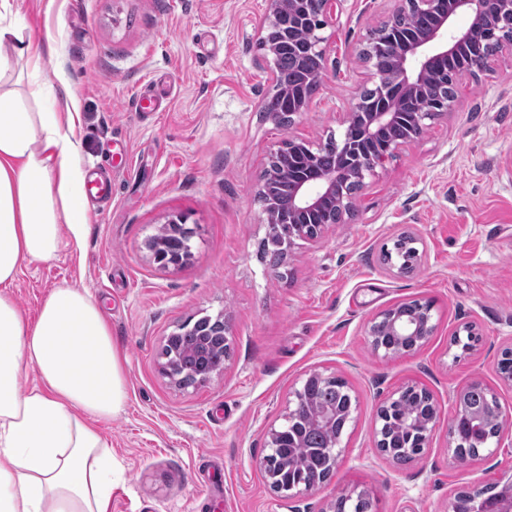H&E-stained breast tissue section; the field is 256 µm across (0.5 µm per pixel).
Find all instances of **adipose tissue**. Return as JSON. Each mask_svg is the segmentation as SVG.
<instances>
[{
	"label": "adipose tissue",
	"instance_id": "ef3b65f1",
	"mask_svg": "<svg viewBox=\"0 0 512 512\" xmlns=\"http://www.w3.org/2000/svg\"><path fill=\"white\" fill-rule=\"evenodd\" d=\"M0 0V512H110L112 450L97 423L126 398L122 356L97 300L61 285L27 320L10 288L23 265L56 259L89 222L73 90L29 111L8 86L18 63L39 70L51 44L12 22ZM36 382L21 389L26 369Z\"/></svg>",
	"mask_w": 512,
	"mask_h": 512
}]
</instances>
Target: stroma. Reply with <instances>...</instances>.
<instances>
[{
	"instance_id": "obj_1",
	"label": "stroma",
	"mask_w": 512,
	"mask_h": 512,
	"mask_svg": "<svg viewBox=\"0 0 512 512\" xmlns=\"http://www.w3.org/2000/svg\"><path fill=\"white\" fill-rule=\"evenodd\" d=\"M32 37L55 53L43 90L70 84L86 179L111 171L112 199L90 203L81 242L24 265L11 291L27 316L67 282L103 306L124 357L126 401L101 425L116 477L111 512H329L366 491L371 512H448L453 494L512 477V455L450 466L453 393L481 382L512 439V385L497 362L512 345V50L460 81L447 115L365 178L352 216L300 243L287 278L261 258L267 234L257 188L286 136L322 145L372 85L359 57L397 0H342L322 30L328 78L306 112L280 127L262 103L274 91L259 43L268 0H14ZM195 225L192 255L163 268L146 249L167 217ZM420 239L412 273L381 260L401 232ZM428 300L435 330L417 352L374 354L368 322L394 304ZM223 314L232 356L207 383L181 389L160 369L166 336ZM476 326L472 350L452 345ZM313 370L356 397L332 480L288 499L257 462L288 393ZM428 388L440 417L420 456L397 464L374 445L376 411L408 383Z\"/></svg>"
}]
</instances>
